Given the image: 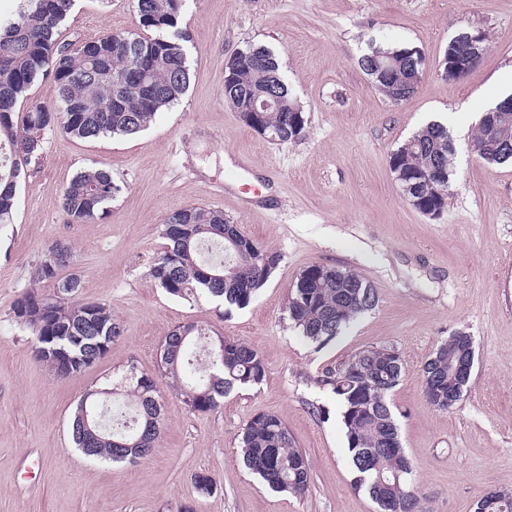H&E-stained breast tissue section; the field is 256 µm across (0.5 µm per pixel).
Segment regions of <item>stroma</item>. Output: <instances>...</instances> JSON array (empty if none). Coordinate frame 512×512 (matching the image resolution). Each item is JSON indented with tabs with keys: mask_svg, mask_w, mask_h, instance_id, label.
Listing matches in <instances>:
<instances>
[{
	"mask_svg": "<svg viewBox=\"0 0 512 512\" xmlns=\"http://www.w3.org/2000/svg\"><path fill=\"white\" fill-rule=\"evenodd\" d=\"M179 26L192 71L181 101L133 136H49L18 185L11 223L0 224V512H375L353 486L341 408L318 378L382 345L405 367L391 399L426 512H474L485 491H512V164H486L470 149L481 116L512 86V0H184ZM464 28L485 32L488 50L453 81L439 62ZM137 29L131 0H79L63 33L81 43ZM373 43L425 55L409 102H390L360 69ZM250 44L278 56L308 116L302 140L276 143L225 102L224 65ZM438 114L448 117L455 175L432 218L405 199L389 156ZM88 166L109 169L125 190L103 217L71 224L60 191ZM188 205L222 211L281 253L247 308L173 297L151 278L166 217ZM58 242L73 252L79 300L105 304L125 328L67 379L37 359L31 330L11 313ZM315 262L355 272L378 296L319 350L286 312L298 273ZM182 323L254 346L263 384L206 413L162 384L163 429L141 462L115 466L75 448L70 423L86 390L130 363L157 372L164 336ZM458 331L473 338L474 367L463 398L441 411L426 402L419 369ZM263 412L280 415L306 455L305 495L273 492L245 468L241 433ZM200 473L212 477L210 492L197 490Z\"/></svg>",
	"mask_w": 512,
	"mask_h": 512,
	"instance_id": "obj_1",
	"label": "stroma"
}]
</instances>
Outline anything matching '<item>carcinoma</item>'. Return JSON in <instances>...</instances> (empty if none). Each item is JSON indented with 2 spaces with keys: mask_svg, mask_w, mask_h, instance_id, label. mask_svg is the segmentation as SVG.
Listing matches in <instances>:
<instances>
[{
  "mask_svg": "<svg viewBox=\"0 0 512 512\" xmlns=\"http://www.w3.org/2000/svg\"><path fill=\"white\" fill-rule=\"evenodd\" d=\"M77 0H16L13 12L0 17V148L10 149L9 166L0 168V224L12 218L17 179L41 162L48 136L61 132L81 140L133 136L156 113L175 104L187 91L191 68L188 34L178 28L183 0H132L138 24L149 36L113 32L76 45L63 38L62 26ZM448 42L442 71L457 78L466 55L486 54L487 36L461 30ZM360 68L391 102L411 86L418 89L425 57L415 47L374 46ZM48 85L49 101H28L35 82ZM271 95L274 107L263 113L269 133L283 143L305 137L308 118L281 75L276 56L264 46L232 54L224 68V100L233 108ZM475 155L489 165L512 164V106L503 109L492 129L479 123L472 139ZM453 145L448 127L430 123L406 140L389 159L391 173L406 199L420 212L441 214L452 176ZM124 185L109 170L89 167L62 189L61 207L70 224H85L105 213ZM167 240L150 275L167 294L185 298L207 294L227 308L248 307L281 261V255L244 235L224 213L200 206L173 211L161 231ZM72 263L68 245L50 247L36 271L35 288L12 307L15 322L31 329L35 352L45 360L47 337L67 348L78 373L103 358L124 335L122 324L105 308L91 316V304L78 299L80 280L58 277ZM70 288L67 297L46 303L38 288ZM378 301L375 289L358 274L313 263L296 277L287 312L291 326L319 349L332 342ZM470 335L457 332L441 343L420 375L429 405L448 409V386L467 390L456 364L471 354ZM266 365L254 346L224 336H209L194 324L173 327L161 345L158 374L128 365L112 388L89 389L79 402L71 427L72 441L86 455L115 464H132L152 454L163 427L159 379L178 384L192 413L216 409L232 391L259 386ZM404 366L392 346L361 350L323 370L318 384L342 405L355 488L367 491L376 512H424L413 489V464L403 448L390 393L400 384ZM240 448L244 466L270 490L302 496L311 475L286 421L275 413L256 415L244 428ZM474 512H512V493L487 492Z\"/></svg>",
  "mask_w": 512,
  "mask_h": 512,
  "instance_id": "carcinoma-1",
  "label": "carcinoma"
}]
</instances>
